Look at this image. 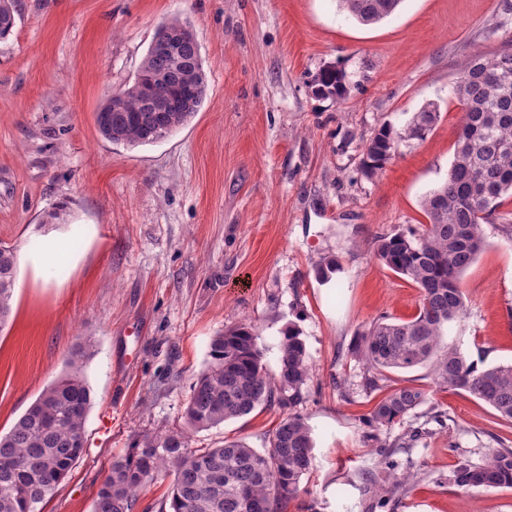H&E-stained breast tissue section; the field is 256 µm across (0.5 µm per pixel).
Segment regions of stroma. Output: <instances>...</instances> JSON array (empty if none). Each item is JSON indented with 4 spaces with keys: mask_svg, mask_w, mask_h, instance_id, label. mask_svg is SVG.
<instances>
[{
    "mask_svg": "<svg viewBox=\"0 0 512 512\" xmlns=\"http://www.w3.org/2000/svg\"><path fill=\"white\" fill-rule=\"evenodd\" d=\"M0 40V243L15 247L9 324L0 330V434L65 375L69 352L93 343L87 450L42 512H92L114 457L142 435L183 431L191 386L224 328L255 326L277 371L283 333L300 330L310 366L299 413L312 429L313 467L288 512H512V488L467 492L448 482L512 430L493 409L437 388L431 365L389 373L383 389H424L428 402L387 431L421 428L397 460L415 476L378 508L365 475L392 474L364 436L382 391L363 388L349 349L381 315L408 320L421 303L378 262V236L422 231L424 196L448 176L461 127V62L512 46V0H403L363 25L338 0H15ZM190 24L208 94L185 125L154 143L103 139L95 114L130 84L158 28ZM346 73L344 98H319L314 77ZM440 117L373 179L358 167L380 124L404 125L426 106ZM465 272L464 316L442 346L478 368L512 363V224L483 227ZM69 261L46 274L47 243ZM335 258L328 283L316 271ZM441 411L445 425L431 420ZM112 429L102 432L104 414ZM276 408L190 435L195 448L241 439L256 449Z\"/></svg>",
    "mask_w": 512,
    "mask_h": 512,
    "instance_id": "stroma-1",
    "label": "stroma"
}]
</instances>
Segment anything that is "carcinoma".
<instances>
[{
	"label": "carcinoma",
	"mask_w": 512,
	"mask_h": 512,
	"mask_svg": "<svg viewBox=\"0 0 512 512\" xmlns=\"http://www.w3.org/2000/svg\"><path fill=\"white\" fill-rule=\"evenodd\" d=\"M403 0H340V6L361 24L378 23L395 14ZM16 24L14 0H0V39ZM191 87L171 90L169 112L145 105L150 81L172 71L167 51L149 46L134 82L108 98L96 113L100 134L116 143L147 144L159 133L183 126L207 97L208 83L195 37L179 46ZM315 94L342 98L345 75L323 69ZM462 120L448 177L422 201L426 229L394 232L376 239V258L420 290L421 306L409 320L381 316L358 333L350 349L367 368L364 385L382 389L385 373L432 364L434 382L490 406L512 425V365L480 370L457 348L440 347L445 328L460 319L466 306L462 274L485 246L482 224L501 215L512 197V51L465 60L455 85ZM439 118L435 108L413 115L403 127L384 123L367 139L359 162L363 176L381 172L401 146L422 141ZM17 254L0 245V330L11 316ZM90 356L79 343L69 353V373L47 385L37 400L0 434V512H39L38 505L70 473L86 451V419L90 390L81 374ZM211 361L191 387L185 418L195 431L209 430L257 408L276 406L282 417L267 447L260 452L242 440L215 448H192L183 433L145 435L128 452L112 459L93 502V512H132L138 493L160 475L172 476L170 512H288V504L313 465L311 429L295 409L304 401L309 376L308 353L300 333L288 327L283 336L279 371L270 373L262 360L253 325L241 323L215 336ZM428 398L419 387L393 389L367 418L376 442L379 464L396 470L394 450L382 441L383 431L411 415ZM406 472L388 486L366 487L385 507L404 485ZM448 483L466 491L512 488V448L493 449L479 462L459 461Z\"/></svg>",
	"instance_id": "obj_1"
}]
</instances>
